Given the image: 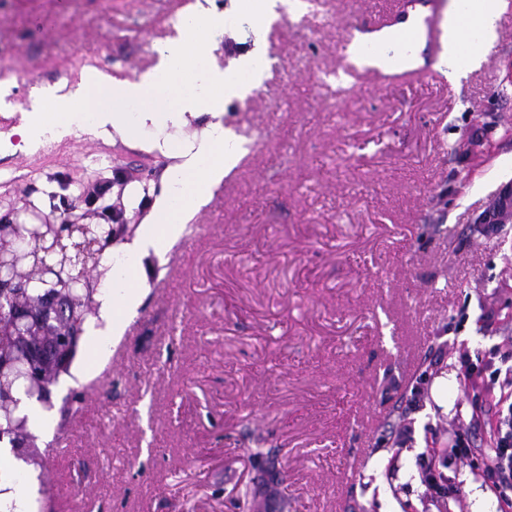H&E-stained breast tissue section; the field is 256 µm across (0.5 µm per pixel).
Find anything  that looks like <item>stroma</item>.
<instances>
[{
  "mask_svg": "<svg viewBox=\"0 0 512 512\" xmlns=\"http://www.w3.org/2000/svg\"><path fill=\"white\" fill-rule=\"evenodd\" d=\"M191 0H0L8 102L94 66L151 68ZM265 34L260 89L227 104L245 144L180 238L146 260L138 314L84 345L52 408L27 403L50 477L73 497L49 512H266L245 501L254 449L279 461L278 512H472L477 479L433 504L422 453L470 415L409 387L457 375L512 325V223L474 219L512 181V0L480 66L426 54L389 85L343 74L352 30L399 0H306ZM170 158L70 136L0 154V217L32 205L61 220L99 179L146 183ZM85 394L73 406L74 392ZM413 423L392 448L388 428Z\"/></svg>",
  "mask_w": 512,
  "mask_h": 512,
  "instance_id": "stroma-1",
  "label": "stroma"
}]
</instances>
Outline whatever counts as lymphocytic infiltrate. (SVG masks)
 Wrapping results in <instances>:
<instances>
[{
  "instance_id": "obj_1",
  "label": "lymphocytic infiltrate",
  "mask_w": 512,
  "mask_h": 512,
  "mask_svg": "<svg viewBox=\"0 0 512 512\" xmlns=\"http://www.w3.org/2000/svg\"><path fill=\"white\" fill-rule=\"evenodd\" d=\"M458 377L468 396L470 420L454 431L447 447L429 448L420 482L433 502L459 495L461 484L446 470L466 459L494 491L498 512H512V336L477 356L461 352Z\"/></svg>"
}]
</instances>
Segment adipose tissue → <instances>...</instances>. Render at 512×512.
Masks as SVG:
<instances>
[{
	"instance_id": "ef3b65f1",
	"label": "adipose tissue",
	"mask_w": 512,
	"mask_h": 512,
	"mask_svg": "<svg viewBox=\"0 0 512 512\" xmlns=\"http://www.w3.org/2000/svg\"><path fill=\"white\" fill-rule=\"evenodd\" d=\"M502 3L467 0L463 10L458 0H450L441 62L455 65L465 60L476 65L480 53L497 37ZM304 9L303 0H231L230 10L218 14L210 0H191L178 17L176 36L158 46L157 61L149 70L122 79L87 66L68 93L44 88L32 109L7 105V117L17 118L18 123L0 133V151L32 152L79 132L117 138L130 147L176 160L158 181L126 187L123 193L127 209L139 208L146 197L151 205L134 236L104 253L103 262L111 270L99 285L95 323L117 331L136 317L145 286L144 257L180 235L183 224L207 203L212 186L239 159L242 146L224 124L225 102L246 98L261 87L265 31L282 15L298 16ZM244 21L250 26L253 48L233 65L222 66L209 45L227 34L240 35ZM465 22L482 36L467 49L460 42Z\"/></svg>"
}]
</instances>
